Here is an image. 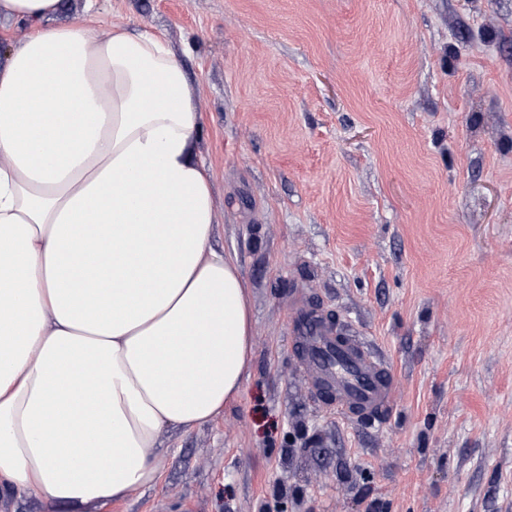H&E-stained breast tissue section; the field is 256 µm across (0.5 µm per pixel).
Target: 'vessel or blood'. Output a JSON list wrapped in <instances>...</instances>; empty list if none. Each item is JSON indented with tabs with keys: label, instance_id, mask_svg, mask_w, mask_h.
<instances>
[{
	"label": "vessel or blood",
	"instance_id": "obj_1",
	"mask_svg": "<svg viewBox=\"0 0 512 512\" xmlns=\"http://www.w3.org/2000/svg\"><path fill=\"white\" fill-rule=\"evenodd\" d=\"M292 339L314 390L333 394L337 410L378 414L391 406L388 375L359 340L304 309L292 317Z\"/></svg>",
	"mask_w": 512,
	"mask_h": 512
}]
</instances>
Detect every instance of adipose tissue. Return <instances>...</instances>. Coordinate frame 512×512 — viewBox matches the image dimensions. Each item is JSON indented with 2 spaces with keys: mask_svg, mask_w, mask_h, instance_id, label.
<instances>
[{
  "mask_svg": "<svg viewBox=\"0 0 512 512\" xmlns=\"http://www.w3.org/2000/svg\"><path fill=\"white\" fill-rule=\"evenodd\" d=\"M0 0V498L65 512L153 487L163 432L214 420L253 351L212 245L202 115L167 43ZM29 31V26L23 22H13L0 28V61L4 62L10 48L23 39Z\"/></svg>",
  "mask_w": 512,
  "mask_h": 512,
  "instance_id": "ef3b65f1",
  "label": "adipose tissue"
}]
</instances>
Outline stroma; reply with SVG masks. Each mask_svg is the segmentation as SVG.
<instances>
[{
	"instance_id": "obj_1",
	"label": "stroma",
	"mask_w": 512,
	"mask_h": 512,
	"mask_svg": "<svg viewBox=\"0 0 512 512\" xmlns=\"http://www.w3.org/2000/svg\"><path fill=\"white\" fill-rule=\"evenodd\" d=\"M90 9L180 59L255 335L240 396L102 512H512V0ZM299 307L387 367L383 415L310 388Z\"/></svg>"
}]
</instances>
